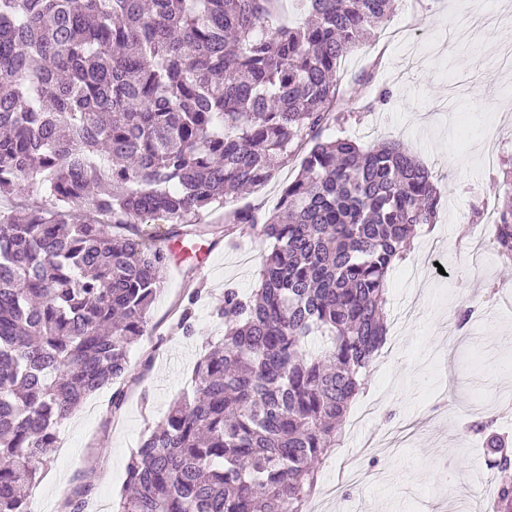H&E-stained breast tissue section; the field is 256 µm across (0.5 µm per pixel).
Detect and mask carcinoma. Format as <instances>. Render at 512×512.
I'll return each mask as SVG.
<instances>
[{
	"instance_id": "obj_1",
	"label": "carcinoma",
	"mask_w": 512,
	"mask_h": 512,
	"mask_svg": "<svg viewBox=\"0 0 512 512\" xmlns=\"http://www.w3.org/2000/svg\"><path fill=\"white\" fill-rule=\"evenodd\" d=\"M280 2L0 0V202L41 200L0 209V512H30L58 426L152 333L171 253L140 225L207 234L193 217L269 182L300 141L276 212L224 211L273 243L260 287L224 289V336L131 456L115 512H309L384 343L389 273L441 196L402 144L323 137L341 59L392 0H294L313 16L294 25ZM498 187L492 238L512 261L511 167ZM468 429L512 471L493 418ZM494 512H512V479Z\"/></svg>"
}]
</instances>
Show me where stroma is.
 <instances>
[{"label": "stroma", "instance_id": "1", "mask_svg": "<svg viewBox=\"0 0 512 512\" xmlns=\"http://www.w3.org/2000/svg\"><path fill=\"white\" fill-rule=\"evenodd\" d=\"M485 7L486 0H394L375 36L338 67L349 90L374 70L375 89L389 90L390 99L345 98L330 136L366 147L399 140L431 170L442 200L436 223L416 231L392 271L386 313L397 342L381 351L367 389L351 404L354 413L370 402L375 409L361 427L344 429L323 461L313 512H361L367 503L378 512H464L463 501L479 502L485 487L462 482L480 459L462 416L477 396L487 398L488 413L512 416V370L501 367L512 358V309H488L490 285L512 290V265L500 260L491 238H484L480 260L471 248L474 226L486 222L485 203L498 201L490 179L512 158V75L485 67L499 45H512V7L498 6L488 29L459 37L466 15ZM430 248L445 258L444 271L414 277ZM270 249L244 232L233 247L209 234L193 249L177 248L150 310L154 330L129 356L125 405L113 412L105 387L59 427L68 450L52 457L31 492L42 512H59L87 477L93 489L83 512L118 500L144 433L189 390L207 343L223 336L214 309L225 287L251 293ZM200 286L194 335L171 332L177 305ZM465 305L484 313L462 326Z\"/></svg>", "mask_w": 512, "mask_h": 512}]
</instances>
